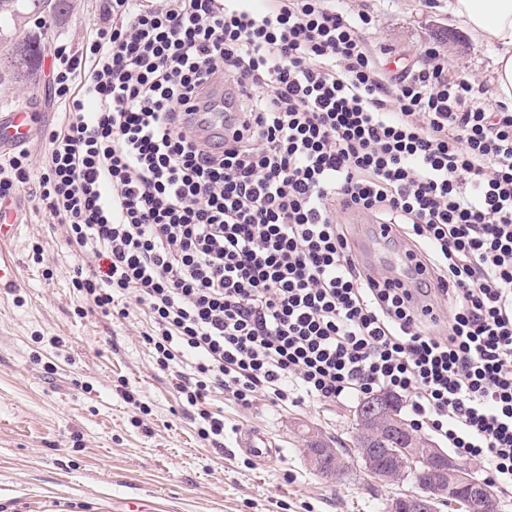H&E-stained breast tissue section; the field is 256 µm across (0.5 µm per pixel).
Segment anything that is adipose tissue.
<instances>
[{
  "instance_id": "1",
  "label": "adipose tissue",
  "mask_w": 512,
  "mask_h": 512,
  "mask_svg": "<svg viewBox=\"0 0 512 512\" xmlns=\"http://www.w3.org/2000/svg\"><path fill=\"white\" fill-rule=\"evenodd\" d=\"M448 11L493 47L497 101L512 112V0H450Z\"/></svg>"
}]
</instances>
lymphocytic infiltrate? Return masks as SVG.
<instances>
[{
    "mask_svg": "<svg viewBox=\"0 0 512 512\" xmlns=\"http://www.w3.org/2000/svg\"><path fill=\"white\" fill-rule=\"evenodd\" d=\"M101 0L61 44L41 173L0 162L21 198L91 259L72 286L104 315L134 293L142 337L219 443L213 392L249 408L386 392L412 426L512 498V112L424 51L387 74L367 13L328 0ZM225 90L224 137L203 132ZM359 216L425 277L392 287L358 254Z\"/></svg>",
    "mask_w": 512,
    "mask_h": 512,
    "instance_id": "obj_1",
    "label": "lymphocytic infiltrate"
}]
</instances>
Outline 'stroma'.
Returning a JSON list of instances; mask_svg holds the SVG:
<instances>
[{
    "label": "stroma",
    "instance_id": "1",
    "mask_svg": "<svg viewBox=\"0 0 512 512\" xmlns=\"http://www.w3.org/2000/svg\"><path fill=\"white\" fill-rule=\"evenodd\" d=\"M100 0H71L63 17L37 27L21 20L0 31V113L25 108L38 115L26 144L41 165L47 134L62 106L51 86L52 49L79 48L98 20ZM344 10L376 16L363 31L369 49L386 45L387 69L410 63L425 49L438 53L450 73L484 84L481 106L496 108L494 52L447 9L424 0H340ZM39 34L48 49L36 65V82L25 81L11 55L25 36ZM13 241L19 263L17 288L0 293V512H126L131 501L146 512H387L388 503L413 493L409 481L384 483L362 463L347 479H324L309 465L303 429L311 427L348 448L357 403L336 407L306 403L278 408L256 402L244 409L213 393L211 410L224 417V444L200 439L169 373L159 371L141 333L149 311L129 300L126 316L94 310L71 285L75 256L52 219L27 210ZM43 251L32 260L33 246ZM62 339V347L51 344ZM131 389L150 413L143 427L123 389ZM254 428L279 453L273 463L251 458L236 439Z\"/></svg>",
    "mask_w": 512,
    "mask_h": 512
}]
</instances>
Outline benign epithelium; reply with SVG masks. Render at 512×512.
<instances>
[{"mask_svg": "<svg viewBox=\"0 0 512 512\" xmlns=\"http://www.w3.org/2000/svg\"><path fill=\"white\" fill-rule=\"evenodd\" d=\"M359 419L363 423L390 428L395 433L409 434L404 420L380 399H373L360 407ZM359 453L366 467L384 481L394 482L407 476L402 466L380 463L374 448H362ZM394 454L404 463L409 460L423 461L430 467L432 479L420 493L393 503L390 512H437L441 493L455 487H468L478 495L481 498L480 512H497L492 493L476 480L472 470L431 442L427 441L421 446L409 438L402 447L394 449Z\"/></svg>", "mask_w": 512, "mask_h": 512, "instance_id": "obj_1", "label": "benign epithelium"}]
</instances>
